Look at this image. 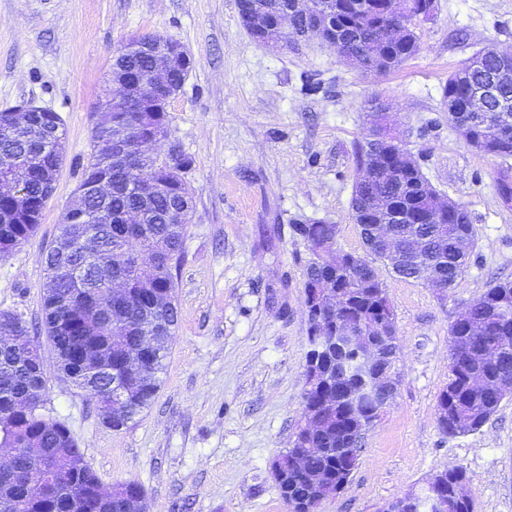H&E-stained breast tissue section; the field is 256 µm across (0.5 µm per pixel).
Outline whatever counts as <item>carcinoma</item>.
<instances>
[{"instance_id":"1","label":"carcinoma","mask_w":512,"mask_h":512,"mask_svg":"<svg viewBox=\"0 0 512 512\" xmlns=\"http://www.w3.org/2000/svg\"><path fill=\"white\" fill-rule=\"evenodd\" d=\"M388 0H315L327 11L337 28L342 48L356 60L355 68L363 74H384L395 70L419 51L413 25L424 0H401L400 18L406 25L403 40L386 46L377 66H371V53L379 41ZM288 0H237L238 14L245 17L256 5L283 8ZM168 39L154 37L144 42L130 40L114 56L111 74L136 78L147 77L153 69V57L162 51ZM498 47L490 43L463 61L448 74L443 97L448 107L465 102L478 89L490 90L479 112H448L450 120L464 131L466 141L486 143V152L504 158L512 150L499 149L503 133L512 135V82L498 78ZM145 113L128 112L114 106L112 122L126 127L142 152L153 155L158 134L168 135L167 113L149 117ZM66 132L56 112H34L29 124L12 126L11 113L0 111V166L12 167L34 158L39 162L26 192L18 197L0 198V256L28 241L38 228L44 198L47 197L52 174L58 172L63 155L56 151L58 139ZM383 156L391 173H368L364 186L352 194L350 216L362 225L360 237L364 254L345 252L336 256L338 225L324 220L298 224L294 231L307 244L309 259L303 267L305 305L321 310L329 324L349 320L372 329L380 324L395 325V317L383 283L370 274L366 266L380 259L383 247L371 238L372 224H388L399 242L416 239L417 251H400L394 258L396 276L424 284L427 271L453 286L463 274L475 245V230L467 210L460 217L438 209L442 195L421 172L419 166H407L403 151L389 146ZM191 157L178 153L170 166L157 169L160 187L143 193L141 183L152 171L146 167L132 174L121 167L112 168V192L97 195L81 181L79 190L85 196L81 215L63 220L58 239L69 244L62 254L54 246L42 254L43 330L60 357V370L81 386L84 368L77 353L95 350L109 370L99 375L92 392L100 414L112 412L113 386L125 390L123 408L112 428L122 429L148 408L161 387L169 342L177 323V307L171 268L178 264L187 225L172 223L176 209L193 201L192 188L183 173L191 166ZM385 197L387 211L372 210L373 197ZM131 208L143 213L141 224H119L117 217ZM92 231L98 239L93 254L84 250L83 236ZM131 238H139L151 252L156 272L144 275L137 257L119 255L115 249ZM120 276L129 284L143 282L126 297L115 302L106 315L100 314L94 296L97 289L109 287L112 277ZM339 292L341 307L333 310L323 305L317 290ZM165 300L166 325L157 327L162 342L152 351H140L142 337L152 333L151 317L155 316L154 296ZM13 313L0 312V334L22 337L19 344L0 348V444L15 448L33 436L47 457L62 471L49 496L26 495L34 487L35 477L29 472L23 455L13 465L0 471V491L24 501L23 512H142L141 486L135 482L112 487V496L90 497L99 479L88 467L75 468L83 458L81 449L69 428L42 412L47 388L45 373L27 359L26 345L31 338L28 324L12 323ZM478 325L474 334L470 327ZM449 379L439 393L435 414L440 428L452 435H465L479 430L497 412L501 400L492 398L473 386L475 377L487 385L496 384L503 375L512 376V280L496 279L472 302L468 316L454 321L449 328ZM375 364L364 366L366 350L354 343L342 344L328 330L316 341H309L304 372H317L328 383L311 392L306 413L316 416L320 424L314 434L303 435L298 448H312L306 459V470L318 473L329 482L323 491L315 490L293 469L278 484L279 495L288 499L295 512H313L321 498H329L349 482L362 449L364 434L379 417L381 406L395 385L392 378L394 355L383 339H377ZM448 495L470 481L463 467L441 471Z\"/></svg>"}]
</instances>
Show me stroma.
<instances>
[{
    "mask_svg": "<svg viewBox=\"0 0 512 512\" xmlns=\"http://www.w3.org/2000/svg\"><path fill=\"white\" fill-rule=\"evenodd\" d=\"M419 52L363 76L316 39L273 50L253 41L237 0H0V110L57 112L66 148L36 234L0 257V311L43 320L40 257L57 239L92 149L113 54L160 35L193 62L168 106V140L192 159V222L173 270L179 320L161 388L135 422L104 426L94 399L59 373L36 333L48 379L44 408L76 437L104 486L138 483L148 512H287L271 470L302 414L308 320L305 244L292 224H338L362 252L350 199L354 147L373 99L390 101L406 148L475 228L466 271L446 294L377 272L397 328L392 403L367 432L348 484L319 512H379L464 467L473 512H512V398L478 431L448 436L436 420L447 385L450 324L494 278L512 279V204L504 159L475 151L448 119L443 87L488 43L512 50V0H436Z\"/></svg>",
    "mask_w": 512,
    "mask_h": 512,
    "instance_id": "stroma-1",
    "label": "stroma"
}]
</instances>
